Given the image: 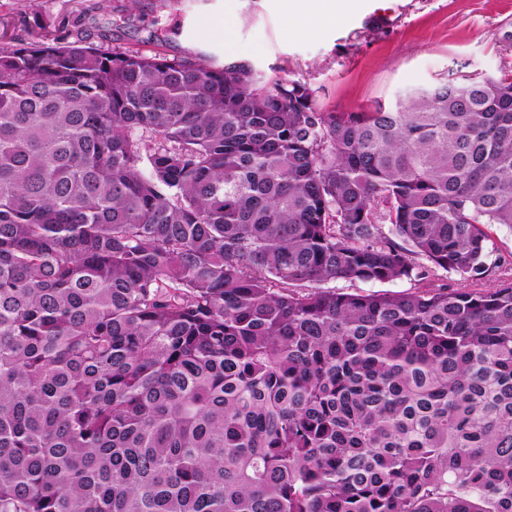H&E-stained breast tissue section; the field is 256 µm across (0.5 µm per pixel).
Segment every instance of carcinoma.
<instances>
[{"label": "carcinoma", "instance_id": "cac0c4a2", "mask_svg": "<svg viewBox=\"0 0 512 512\" xmlns=\"http://www.w3.org/2000/svg\"><path fill=\"white\" fill-rule=\"evenodd\" d=\"M512 77L328 112L0 34V512H512ZM467 289L350 292L428 280Z\"/></svg>", "mask_w": 512, "mask_h": 512}]
</instances>
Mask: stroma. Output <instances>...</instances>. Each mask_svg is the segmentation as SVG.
<instances>
[{
	"instance_id": "1",
	"label": "stroma",
	"mask_w": 512,
	"mask_h": 512,
	"mask_svg": "<svg viewBox=\"0 0 512 512\" xmlns=\"http://www.w3.org/2000/svg\"><path fill=\"white\" fill-rule=\"evenodd\" d=\"M225 0H181L178 9L140 0H0V19L23 29L65 21L72 38L152 49L174 58L229 55ZM238 59L266 79L306 82L326 110L360 111L452 74L512 73V0H362L354 15L308 30L284 0H237Z\"/></svg>"
}]
</instances>
